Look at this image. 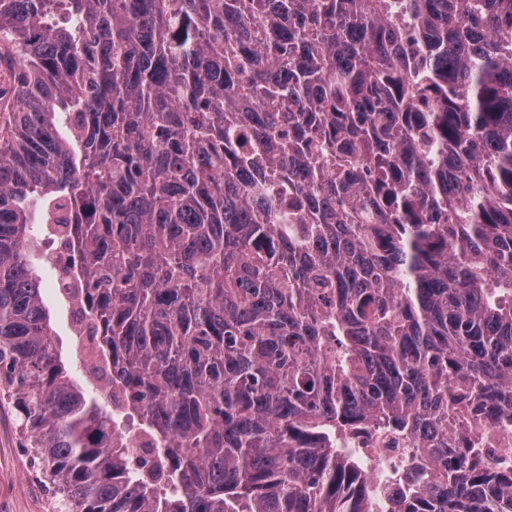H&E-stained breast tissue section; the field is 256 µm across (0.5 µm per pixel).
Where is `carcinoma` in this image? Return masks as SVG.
I'll use <instances>...</instances> for the list:
<instances>
[{"label":"carcinoma","instance_id":"carcinoma-1","mask_svg":"<svg viewBox=\"0 0 512 512\" xmlns=\"http://www.w3.org/2000/svg\"><path fill=\"white\" fill-rule=\"evenodd\" d=\"M0 403L64 512H512V0H0ZM45 301L52 313L54 329L59 335V346L62 347L63 354L69 355L71 353L70 331L68 328L66 308L57 300L51 288L45 289ZM485 445L490 448L496 459H502L512 464V424L508 427H492L477 433ZM348 444L355 448H362L368 467L371 469L391 468L394 464L400 465L405 448H410L409 444L405 445L395 441L388 432L373 428L356 438L351 437Z\"/></svg>","mask_w":512,"mask_h":512}]
</instances>
